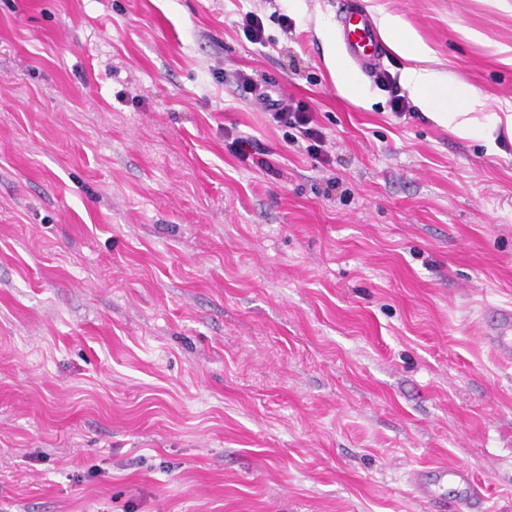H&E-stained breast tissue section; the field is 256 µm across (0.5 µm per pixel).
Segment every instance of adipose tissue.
Wrapping results in <instances>:
<instances>
[{"label":"adipose tissue","instance_id":"ef3b65f1","mask_svg":"<svg viewBox=\"0 0 512 512\" xmlns=\"http://www.w3.org/2000/svg\"><path fill=\"white\" fill-rule=\"evenodd\" d=\"M378 24L396 50L409 59L410 65L402 73V85L426 118L463 139L490 142L501 129L512 137V113L476 116L475 110L482 104L478 94L459 80L431 68L430 48L406 29L399 16L379 14Z\"/></svg>","mask_w":512,"mask_h":512}]
</instances>
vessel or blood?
<instances>
[{"mask_svg": "<svg viewBox=\"0 0 512 512\" xmlns=\"http://www.w3.org/2000/svg\"><path fill=\"white\" fill-rule=\"evenodd\" d=\"M340 38L347 55L367 70L380 68L385 51L376 27L368 14L355 6L344 7L339 17ZM488 343L499 358L512 359V310L499 309L497 326L487 338ZM455 486V498L458 505L465 506L480 500L483 488L469 469L444 467L429 471L412 472L410 485L417 498L437 499V487L445 481Z\"/></svg>", "mask_w": 512, "mask_h": 512, "instance_id": "obj_1", "label": "vessel or blood"}]
</instances>
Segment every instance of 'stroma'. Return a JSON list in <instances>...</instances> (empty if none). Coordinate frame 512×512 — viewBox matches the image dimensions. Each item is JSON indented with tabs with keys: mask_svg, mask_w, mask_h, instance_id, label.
Instances as JSON below:
<instances>
[{
	"mask_svg": "<svg viewBox=\"0 0 512 512\" xmlns=\"http://www.w3.org/2000/svg\"><path fill=\"white\" fill-rule=\"evenodd\" d=\"M357 2L512 110V0ZM341 6L0 0V512H512V140L344 97ZM322 37L325 59L332 76L336 79L339 91L347 98L360 99L364 94L362 83L345 68L339 59L336 60V46L333 39L327 34H322ZM277 123L296 129L299 134L308 141L309 150L322 151L324 134L315 124L311 112H306L299 105H293L290 100L272 99L271 96L262 93L259 95ZM512 310L500 308L498 310L497 327L494 332L486 336L488 343L496 355L505 360L512 359ZM455 485L456 504L468 507V504L482 499L483 488L478 480L466 468L439 467L429 471H413L410 474V485L417 498L424 500L440 499L436 488L448 480ZM439 500V501H440Z\"/></svg>",
	"mask_w": 512,
	"mask_h": 512,
	"instance_id": "35a3bbf8",
	"label": "stroma"
}]
</instances>
